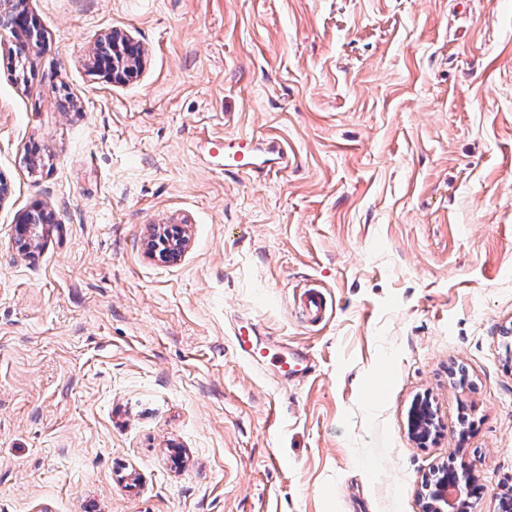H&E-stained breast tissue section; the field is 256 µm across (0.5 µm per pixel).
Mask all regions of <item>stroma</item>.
I'll list each match as a JSON object with an SVG mask.
<instances>
[{
    "mask_svg": "<svg viewBox=\"0 0 512 512\" xmlns=\"http://www.w3.org/2000/svg\"><path fill=\"white\" fill-rule=\"evenodd\" d=\"M26 5L25 71L0 34V512H421L451 458L498 512L512 0ZM113 29L145 49L121 84L90 60ZM241 135L266 163L225 172L208 141ZM33 206L53 222L19 259ZM162 224L177 261L147 249ZM311 283L318 326L293 309ZM240 319L309 376L243 363ZM299 309L306 321L316 325L326 320L333 309V304L322 290L310 287L300 295ZM271 363L279 370L282 383L300 382L307 368V358L293 349L283 350L272 355ZM435 416L428 402L418 401L409 411L408 430L413 440L427 442L435 433Z\"/></svg>",
    "mask_w": 512,
    "mask_h": 512,
    "instance_id": "1",
    "label": "stroma"
}]
</instances>
